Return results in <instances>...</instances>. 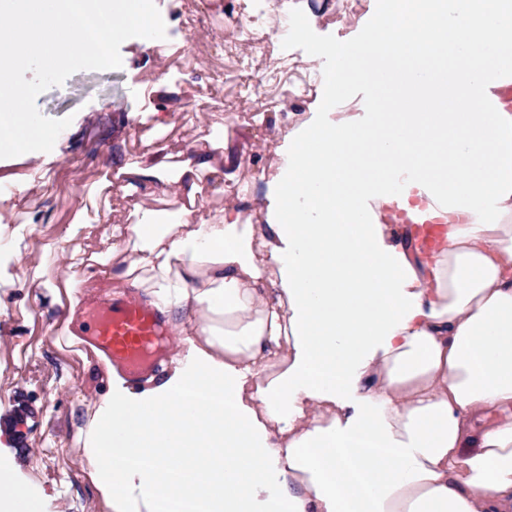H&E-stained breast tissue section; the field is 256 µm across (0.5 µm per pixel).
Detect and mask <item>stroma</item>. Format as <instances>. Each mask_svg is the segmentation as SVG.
Wrapping results in <instances>:
<instances>
[{
  "label": "stroma",
  "mask_w": 512,
  "mask_h": 512,
  "mask_svg": "<svg viewBox=\"0 0 512 512\" xmlns=\"http://www.w3.org/2000/svg\"><path fill=\"white\" fill-rule=\"evenodd\" d=\"M155 0L166 25L162 39L131 38L122 66L80 70L36 99L39 112L70 118L53 154L0 159V237L32 225L22 258L0 251V462L33 496L38 512H102L82 468L80 428L106 385L80 321L112 285L98 279L81 289L76 308L50 305L34 272L44 246L67 261L87 242L111 236L119 214L102 217L89 241H65L63 229L114 158L200 146L204 127L223 125L256 178L249 209L262 220L267 185L262 173L280 162L278 131L310 112H374L372 88L353 77L345 95L326 101L323 50L364 42L384 0ZM208 70L224 74V92L207 96ZM163 89H154L156 78ZM169 124L147 140L154 119ZM69 323L62 332L61 323Z\"/></svg>",
  "instance_id": "obj_1"
}]
</instances>
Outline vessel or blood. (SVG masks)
Masks as SVG:
<instances>
[{"instance_id":"1","label":"vessel or blood","mask_w":512,"mask_h":512,"mask_svg":"<svg viewBox=\"0 0 512 512\" xmlns=\"http://www.w3.org/2000/svg\"><path fill=\"white\" fill-rule=\"evenodd\" d=\"M97 349L139 372L166 330V318L132 292L108 294L92 316Z\"/></svg>"}]
</instances>
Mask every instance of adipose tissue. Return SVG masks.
Listing matches in <instances>:
<instances>
[{
    "mask_svg": "<svg viewBox=\"0 0 512 512\" xmlns=\"http://www.w3.org/2000/svg\"><path fill=\"white\" fill-rule=\"evenodd\" d=\"M475 44L496 52L465 64ZM326 54L330 98L357 74L382 109L290 125L263 223L213 125L207 149L118 165L131 223L46 281L74 305L109 267L176 337L141 386L105 367L83 435L104 512H512V0H388ZM211 175L237 190L210 216ZM158 512H202V508L188 496H165L159 501Z\"/></svg>",
    "mask_w": 512,
    "mask_h": 512,
    "instance_id": "adipose-tissue-1",
    "label": "adipose tissue"
}]
</instances>
